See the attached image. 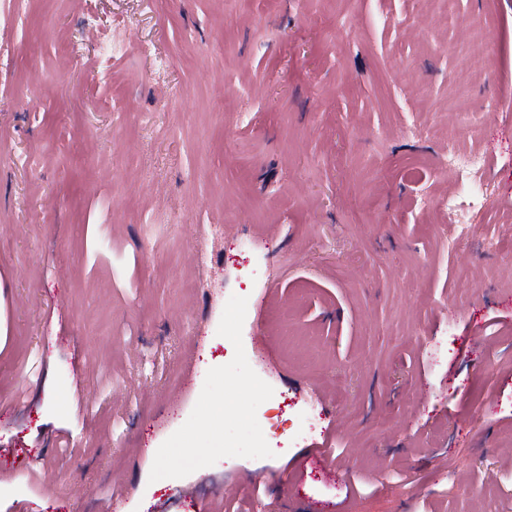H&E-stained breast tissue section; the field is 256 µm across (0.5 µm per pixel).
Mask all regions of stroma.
<instances>
[{
  "instance_id": "obj_1",
  "label": "stroma",
  "mask_w": 512,
  "mask_h": 512,
  "mask_svg": "<svg viewBox=\"0 0 512 512\" xmlns=\"http://www.w3.org/2000/svg\"><path fill=\"white\" fill-rule=\"evenodd\" d=\"M508 90L512 0H26L0 512H512ZM454 126L489 161L464 237ZM486 40L485 29L480 25H474L466 31L463 40L465 56L467 58V70L472 73L485 68L484 41Z\"/></svg>"
}]
</instances>
